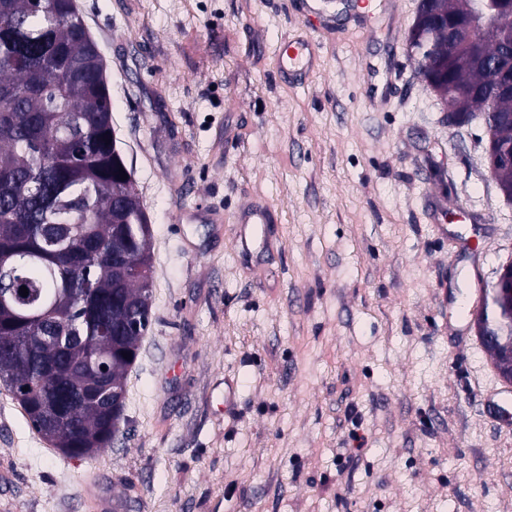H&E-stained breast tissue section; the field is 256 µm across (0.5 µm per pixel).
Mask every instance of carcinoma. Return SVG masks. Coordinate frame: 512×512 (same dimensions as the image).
<instances>
[{
  "label": "carcinoma",
  "mask_w": 512,
  "mask_h": 512,
  "mask_svg": "<svg viewBox=\"0 0 512 512\" xmlns=\"http://www.w3.org/2000/svg\"><path fill=\"white\" fill-rule=\"evenodd\" d=\"M482 0H432L458 24ZM503 40L480 55L451 53L448 28L415 20L408 36L416 72L459 124L480 119L489 147L512 156V11L498 13ZM112 100L102 61L73 0H0V289H28L0 308V374L32 427L52 429L80 458L112 441V393L151 323L150 236L145 210L120 179ZM512 197V165L495 171ZM488 346L512 372V295L497 288Z\"/></svg>",
  "instance_id": "obj_1"
}]
</instances>
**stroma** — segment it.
Returning <instances> with one entry per match:
<instances>
[{"instance_id": "35a3bbf8", "label": "stroma", "mask_w": 512, "mask_h": 512, "mask_svg": "<svg viewBox=\"0 0 512 512\" xmlns=\"http://www.w3.org/2000/svg\"><path fill=\"white\" fill-rule=\"evenodd\" d=\"M303 0H75L151 227L121 432L64 457L0 390V512H512V382L474 316L512 264L482 121L448 124L406 36ZM310 36L322 67L281 82ZM272 217L239 256L231 218ZM224 223H178L179 210ZM234 398L225 402L224 389ZM316 50L309 39L285 42L276 55V72L280 77L309 72L315 64Z\"/></svg>"}]
</instances>
